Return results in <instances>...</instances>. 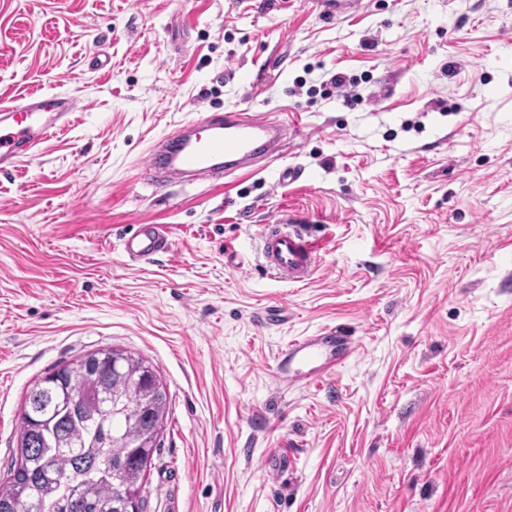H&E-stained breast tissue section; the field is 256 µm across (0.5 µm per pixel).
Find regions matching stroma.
I'll list each match as a JSON object with an SVG mask.
<instances>
[{
  "label": "stroma",
  "instance_id": "obj_1",
  "mask_svg": "<svg viewBox=\"0 0 512 512\" xmlns=\"http://www.w3.org/2000/svg\"><path fill=\"white\" fill-rule=\"evenodd\" d=\"M28 91L86 107L0 171V481L26 391L113 347L168 392L140 512H512V0H0V102ZM245 110L301 133L144 180L157 139ZM281 213L313 220L308 284L263 266ZM141 223L172 252L129 262ZM326 326L356 355L279 387Z\"/></svg>",
  "mask_w": 512,
  "mask_h": 512
}]
</instances>
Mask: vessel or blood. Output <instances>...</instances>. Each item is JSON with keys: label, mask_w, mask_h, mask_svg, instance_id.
<instances>
[{"label": "vessel or blood", "mask_w": 512, "mask_h": 512, "mask_svg": "<svg viewBox=\"0 0 512 512\" xmlns=\"http://www.w3.org/2000/svg\"><path fill=\"white\" fill-rule=\"evenodd\" d=\"M81 100L66 93H31L0 104V170L33 158L39 145L70 124ZM287 124L249 112H211L183 123L156 143L144 174L149 185L214 181L280 157L288 141ZM172 240L159 224H137L122 239V251L135 263L170 253ZM262 253L268 267L293 283H308L317 246L297 226L280 221L265 225ZM351 336L329 330L299 336L279 352L273 370L277 383L291 387L319 383L355 352Z\"/></svg>", "instance_id": "obj_1"}]
</instances>
